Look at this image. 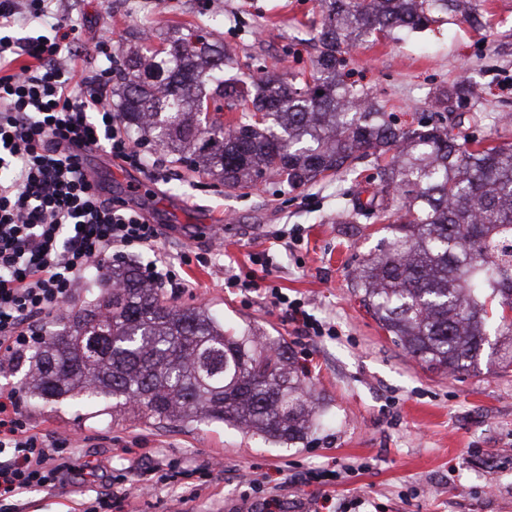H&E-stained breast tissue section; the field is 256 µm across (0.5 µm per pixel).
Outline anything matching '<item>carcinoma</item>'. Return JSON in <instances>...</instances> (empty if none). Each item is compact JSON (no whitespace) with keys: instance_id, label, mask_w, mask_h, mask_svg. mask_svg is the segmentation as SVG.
I'll list each match as a JSON object with an SVG mask.
<instances>
[{"instance_id":"obj_1","label":"carcinoma","mask_w":512,"mask_h":512,"mask_svg":"<svg viewBox=\"0 0 512 512\" xmlns=\"http://www.w3.org/2000/svg\"><path fill=\"white\" fill-rule=\"evenodd\" d=\"M319 43L307 74L251 88L219 71L229 56L199 31L174 28L162 49L126 50L120 118L192 170L233 189L275 173L294 191L373 157V192L349 200L354 221L391 220L390 239L355 270L381 327L429 368L468 373L484 348L512 365V145L473 148L454 126H399L367 89L345 79L343 54L366 37L409 34L461 15L473 0H318ZM482 98L457 83L448 108ZM214 103L209 127L199 115ZM239 119L221 121L224 109ZM92 298L27 356L25 388L41 406L98 398L149 424L212 421L282 447L316 428L323 408L279 338L230 332L207 307L164 301L138 268L111 266ZM495 336L488 342V336Z\"/></svg>"}]
</instances>
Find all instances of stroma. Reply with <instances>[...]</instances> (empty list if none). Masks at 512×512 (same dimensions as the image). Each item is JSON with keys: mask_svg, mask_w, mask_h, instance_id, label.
<instances>
[{"mask_svg": "<svg viewBox=\"0 0 512 512\" xmlns=\"http://www.w3.org/2000/svg\"><path fill=\"white\" fill-rule=\"evenodd\" d=\"M483 28L465 21L396 40L380 34L349 48L352 81L369 88L407 125L427 111L438 89L467 79L479 84V112L512 117V0H479ZM55 10L80 26L71 46L78 66L96 70L97 47L111 38L122 55L135 36L173 26L212 32L241 71L261 77L303 72L315 53L310 23L317 0H56ZM348 179H324L291 191L268 175L252 189L224 187L172 163L137 198L168 227L157 251L127 248L120 262L146 266L156 256L179 267L187 285L163 283L169 302L205 306L226 327L246 325L284 340L327 409L294 448L221 423L147 424L113 417L111 401L74 410L27 398L26 361L0 373V392L16 393L27 426L70 440L82 476L53 490L22 494L16 512H86L97 496L122 492L112 512H261L263 488L280 512L322 495L319 484L291 486L286 476L349 469L336 487L337 512L355 498L367 512H512V366L481 358L466 374L429 370L395 342L363 306L354 271L388 232L343 214ZM209 264L181 265L185 252ZM237 276L238 286L227 283ZM258 289H251L250 280ZM267 288L304 302L332 335L298 336L284 312L263 298ZM146 448L159 469L130 474L124 448Z\"/></svg>", "mask_w": 512, "mask_h": 512, "instance_id": "35a3bbf8", "label": "stroma"}]
</instances>
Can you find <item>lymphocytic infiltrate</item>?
Segmentation results:
<instances>
[{
  "label": "lymphocytic infiltrate",
  "instance_id": "f902f5d3",
  "mask_svg": "<svg viewBox=\"0 0 512 512\" xmlns=\"http://www.w3.org/2000/svg\"><path fill=\"white\" fill-rule=\"evenodd\" d=\"M52 0H0V369L35 343V327L64 310L79 278L105 274L112 252L157 247L161 232L132 200L93 184L81 149L166 173L133 143L107 90L112 64L79 75L63 54L81 38ZM44 34L18 38L21 22ZM71 442L33 432L14 397L0 396V512L32 490L78 474Z\"/></svg>",
  "mask_w": 512,
  "mask_h": 512
}]
</instances>
